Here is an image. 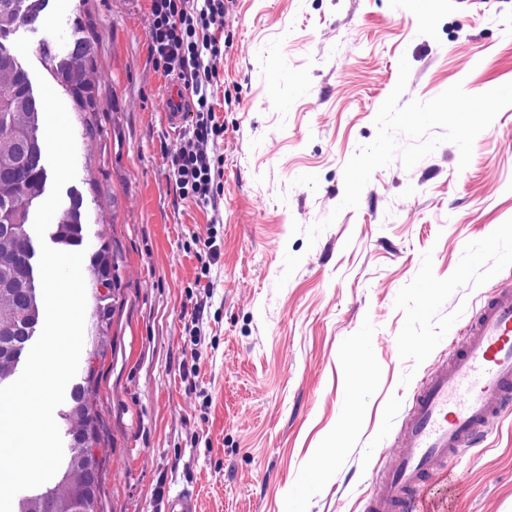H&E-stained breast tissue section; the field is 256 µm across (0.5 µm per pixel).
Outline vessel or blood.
<instances>
[{"label":"vessel or blood","instance_id":"obj_1","mask_svg":"<svg viewBox=\"0 0 512 512\" xmlns=\"http://www.w3.org/2000/svg\"><path fill=\"white\" fill-rule=\"evenodd\" d=\"M172 125L184 120L178 84L166 93ZM512 410V287L495 289L469 318L448 361L418 385L402 421V448L387 461L365 512H431L427 489L450 463L477 447L494 423ZM194 492L167 497L164 512H197Z\"/></svg>","mask_w":512,"mask_h":512}]
</instances>
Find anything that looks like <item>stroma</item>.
Segmentation results:
<instances>
[{"label": "stroma", "mask_w": 512, "mask_h": 512, "mask_svg": "<svg viewBox=\"0 0 512 512\" xmlns=\"http://www.w3.org/2000/svg\"><path fill=\"white\" fill-rule=\"evenodd\" d=\"M152 0H48L88 36L97 129L70 112L101 422L97 512H363L421 379L512 286V0H224L215 202L181 196ZM108 310L99 332L98 310ZM451 475L512 512V413ZM112 268V255L109 248L105 244H102L100 249L92 255L90 260V272L93 279L96 276L98 283H103L109 288L113 278ZM196 494L189 490H181L167 497L164 512H198Z\"/></svg>", "instance_id": "1"}]
</instances>
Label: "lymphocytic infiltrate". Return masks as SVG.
<instances>
[{
    "label": "lymphocytic infiltrate",
    "instance_id": "1",
    "mask_svg": "<svg viewBox=\"0 0 512 512\" xmlns=\"http://www.w3.org/2000/svg\"><path fill=\"white\" fill-rule=\"evenodd\" d=\"M195 17H188L179 9L177 0H153L152 18L148 35L153 55L163 61L167 72H175L197 98L198 121L194 132L195 148L176 149L170 157L172 175L183 192L199 201L210 199L212 159L204 150V143L220 136L223 129L213 122L209 102L211 91L208 80L214 64L204 61L194 40L196 27L208 23L223 9L222 0H202Z\"/></svg>",
    "mask_w": 512,
    "mask_h": 512
}]
</instances>
